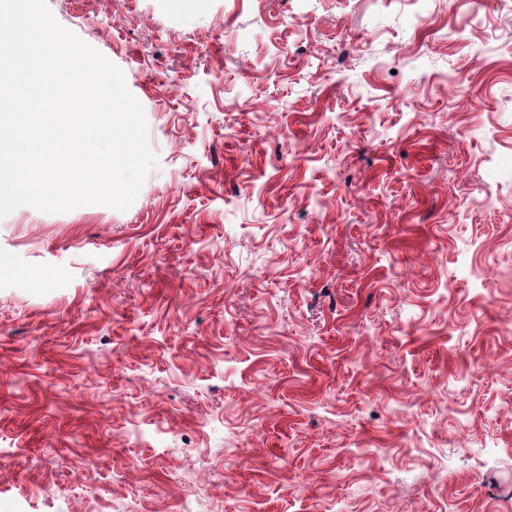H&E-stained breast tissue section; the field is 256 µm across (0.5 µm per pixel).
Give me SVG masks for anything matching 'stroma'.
<instances>
[{
    "mask_svg": "<svg viewBox=\"0 0 512 512\" xmlns=\"http://www.w3.org/2000/svg\"><path fill=\"white\" fill-rule=\"evenodd\" d=\"M47 4L158 165L0 220V512H512V0Z\"/></svg>",
    "mask_w": 512,
    "mask_h": 512,
    "instance_id": "35a3bbf8",
    "label": "stroma"
}]
</instances>
